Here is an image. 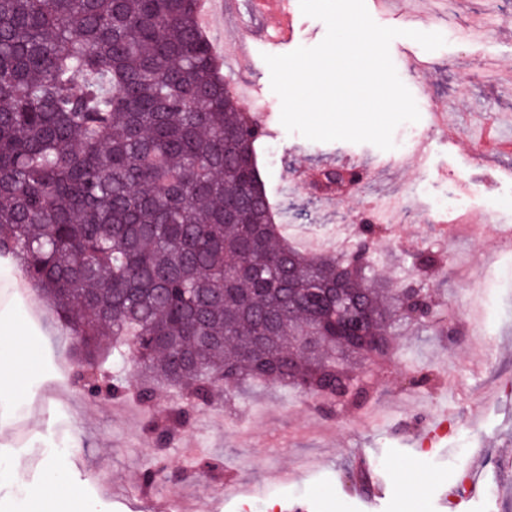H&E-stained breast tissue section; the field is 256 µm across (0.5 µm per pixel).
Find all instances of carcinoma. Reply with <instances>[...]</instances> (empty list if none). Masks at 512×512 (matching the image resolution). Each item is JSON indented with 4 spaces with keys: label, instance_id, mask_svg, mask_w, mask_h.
<instances>
[{
    "label": "carcinoma",
    "instance_id": "1",
    "mask_svg": "<svg viewBox=\"0 0 512 512\" xmlns=\"http://www.w3.org/2000/svg\"><path fill=\"white\" fill-rule=\"evenodd\" d=\"M198 3L0 0V257L77 342L112 337L121 373L80 362L74 383L135 395L159 447L190 424L186 404H229L254 380L360 407L358 366L448 331L428 289L374 274L380 225L346 253L288 242L258 167L264 126L228 89ZM412 259L437 264L432 247ZM158 385L188 403L158 405ZM140 480L173 476L157 457Z\"/></svg>",
    "mask_w": 512,
    "mask_h": 512
}]
</instances>
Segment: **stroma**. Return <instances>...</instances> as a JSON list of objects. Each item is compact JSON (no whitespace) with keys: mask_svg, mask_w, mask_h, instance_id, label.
Segmentation results:
<instances>
[{"mask_svg":"<svg viewBox=\"0 0 512 512\" xmlns=\"http://www.w3.org/2000/svg\"><path fill=\"white\" fill-rule=\"evenodd\" d=\"M379 25L400 29L390 44L397 73L420 119L399 125L394 149L370 143L315 142L280 121L281 100L270 84L264 55L318 45L323 21L302 14L299 0L283 11L252 14L244 0H224V19L209 38L215 49L245 38L244 57L224 64L261 115L268 134L258 165L272 200L292 223L288 206L305 208L311 224L346 225L358 237L379 199L403 191L421 200L408 219H394L374 245L376 270L398 284L416 279L410 256L435 242L441 262L427 281L457 334L425 329L400 340L402 355L371 370L370 397L360 408L321 405L278 384L258 383L210 421L195 407L191 424L165 448L146 432L148 413L133 402L90 396L60 371V355H75L66 328L54 317H28L15 290L17 270L0 261V320H20L39 368L21 392L0 394V512H27L30 495L63 462L83 512H153L161 498L183 512H255L248 488L266 495L264 512H512V252L499 234L512 227V152L486 153L487 129L512 143V0H365ZM433 28L445 46L425 50L404 30ZM446 113L447 129L433 115ZM372 174L354 194L326 200L304 188L292 168L311 172L346 158ZM459 195L462 211L432 220L426 204ZM485 227L470 239L469 225ZM489 266L488 335L465 318L472 270ZM430 381L412 384L414 369ZM68 448L57 457L56 447ZM163 456L177 483L141 491L139 475ZM203 460L220 476L201 475ZM367 466L376 489L350 492L349 472ZM455 500H448L449 489Z\"/></svg>","mask_w":512,"mask_h":512,"instance_id":"obj_1","label":"stroma"}]
</instances>
